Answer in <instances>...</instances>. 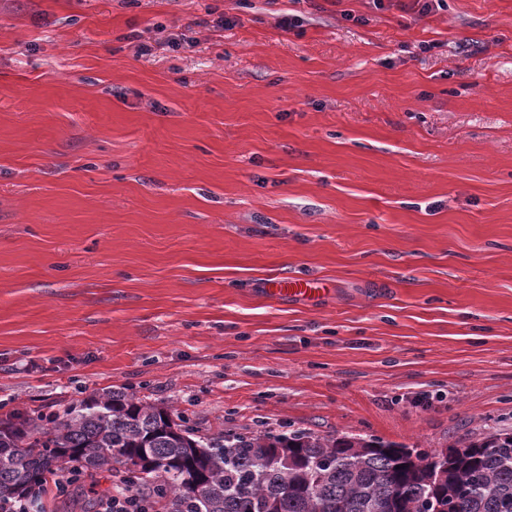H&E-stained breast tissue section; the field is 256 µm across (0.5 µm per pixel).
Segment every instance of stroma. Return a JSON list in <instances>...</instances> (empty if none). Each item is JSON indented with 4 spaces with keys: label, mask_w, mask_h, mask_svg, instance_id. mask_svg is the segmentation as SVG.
<instances>
[{
    "label": "stroma",
    "mask_w": 512,
    "mask_h": 512,
    "mask_svg": "<svg viewBox=\"0 0 512 512\" xmlns=\"http://www.w3.org/2000/svg\"><path fill=\"white\" fill-rule=\"evenodd\" d=\"M110 390L205 437L512 428V0H0V415ZM269 294L275 297H304L320 295L326 292V288H320L312 281L301 279H278L271 282V288H267Z\"/></svg>",
    "instance_id": "stroma-1"
}]
</instances>
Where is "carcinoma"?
<instances>
[{
    "mask_svg": "<svg viewBox=\"0 0 512 512\" xmlns=\"http://www.w3.org/2000/svg\"><path fill=\"white\" fill-rule=\"evenodd\" d=\"M66 463L120 464L166 512H512V428L433 453L310 429L202 437L124 391L61 420L0 419V496L44 490Z\"/></svg>",
    "mask_w": 512,
    "mask_h": 512,
    "instance_id": "carcinoma-1",
    "label": "carcinoma"
}]
</instances>
